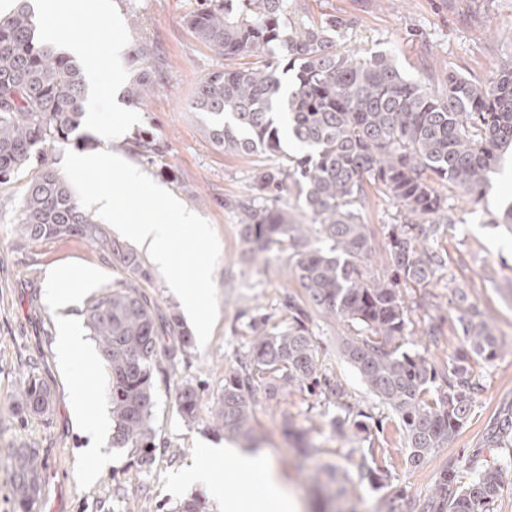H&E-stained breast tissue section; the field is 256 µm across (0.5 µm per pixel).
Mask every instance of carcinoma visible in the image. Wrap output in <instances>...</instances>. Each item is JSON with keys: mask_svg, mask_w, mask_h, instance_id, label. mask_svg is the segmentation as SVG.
Instances as JSON below:
<instances>
[{"mask_svg": "<svg viewBox=\"0 0 512 512\" xmlns=\"http://www.w3.org/2000/svg\"><path fill=\"white\" fill-rule=\"evenodd\" d=\"M188 24L212 52L234 65L209 74L198 85L192 108L210 120L212 143L226 152L281 155L286 165L260 176L261 188L294 191L314 216L302 224L273 205L238 201L244 213L241 236L251 255L287 243L294 250L290 270L305 299L288 297V326L278 332L254 322L249 349L253 369L267 375L264 399L276 401L294 389H309L336 405L331 424L339 435L369 432L372 414L352 410L343 380L319 373L318 346L307 321L309 310L361 327L343 336L339 348L379 404L398 419L408 467L417 469L444 448L466 424L478 384L471 362L491 360L499 347L485 313L469 304L459 317L465 342L436 372L426 356L401 349L408 308L400 283L421 284L434 265L418 243L422 224H445L446 201L434 185L481 198L500 153L512 146V63L484 80L448 73L444 93L403 74L382 51L340 53L333 34L352 20L327 14L294 37L280 25L288 0H239L238 8L203 0ZM152 43L135 45V71L126 89L135 106L146 104L160 82ZM85 80L81 67L45 42L25 0L0 20V184L32 171L22 199L19 230L27 238H78L118 262L126 279L104 288L85 310L86 324L110 369L112 447L132 448L146 465L156 448L150 427L155 406L153 372L192 347L190 331L174 312L161 314L141 291L152 280L142 258L111 237L48 163L46 149L66 145L83 118ZM292 141L290 155L282 143ZM400 206L387 232L394 278L371 272L370 229L361 207L371 188ZM174 336L173 346L165 337ZM252 377L224 379V393L212 409L218 429L256 447L252 425ZM50 393L35 377L22 383L20 406L42 413ZM178 410L196 420L200 395L190 387L177 396ZM360 475L383 485L389 470L368 465ZM509 467H487L467 486L448 469L421 502L391 499L387 512H494ZM11 495L20 512H31L41 493L37 449L18 448L11 463Z\"/></svg>", "mask_w": 512, "mask_h": 512, "instance_id": "1", "label": "carcinoma"}]
</instances>
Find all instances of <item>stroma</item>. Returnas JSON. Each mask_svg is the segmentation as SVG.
<instances>
[{
    "label": "stroma",
    "instance_id": "obj_1",
    "mask_svg": "<svg viewBox=\"0 0 512 512\" xmlns=\"http://www.w3.org/2000/svg\"><path fill=\"white\" fill-rule=\"evenodd\" d=\"M112 4L123 19L128 45L143 38L156 45L162 80L147 106L129 104L122 110L113 109L112 91L103 88L98 123L88 135L94 147L110 146L213 227L221 248L214 272L218 318L205 347H192L153 374L156 405L150 426L156 449L151 464L139 465L131 449L107 445L103 451L109 465L95 482H86L87 438L72 416L71 404L81 394L88 409L109 408L110 375L97 354L71 370L61 369L59 325L65 319L85 328L89 298L121 284L125 275L116 261L102 259L86 242L22 238L17 221L26 181L0 184V512H14L10 455L27 446L38 450L42 477L33 512H178L190 497L202 500L205 512H219L202 491L187 497L170 494L167 480L209 444L224 441L210 410L224 391L225 377L246 364L253 317L266 316V330L280 329L288 323L287 298L304 296L289 271L291 248L253 259L240 235L239 216L228 206L229 201L254 196L258 172L282 167V158L218 150L208 139V118L192 108L201 79L225 64L188 25L201 0ZM326 14L352 21L336 38L338 50L391 52L406 77L438 92L448 71L486 78L512 60V0H288L283 32L294 35ZM116 130L121 133L117 139L112 136ZM141 137L155 138L161 156H141L135 147ZM436 191L448 202L449 221L427 241L440 258L429 282L401 288L409 315L407 338L417 340L433 329L438 342L429 346L427 355L436 367H443L463 341L457 322V292L462 289L491 316L501 344L499 355L491 363L473 365L479 390L463 429L448 447L435 450L424 467L413 470L405 464L395 416L378 403L337 350L349 328L311 312L308 326L323 368L341 377L351 404L369 410L383 427L371 429L366 441L358 436L341 440L330 428L336 408L323 398L297 390L271 404L262 386H255L253 425L259 453L273 460L303 512H386V502L397 495L409 501L428 498L447 468H454L457 481L464 484L485 467L512 462V436L502 443L488 440L500 419L512 417V230L497 221L512 202V152L503 155L490 175L489 191L479 201H467L444 185ZM361 214L375 235L372 271L393 276L385 236L397 215L393 201L370 190ZM51 285L70 292L68 306L61 309L49 302ZM30 374L51 393L46 412L27 413L18 406L21 383ZM187 387L201 394L192 422L181 417L177 405L179 391ZM287 422L307 432V457H300L283 434ZM371 445L377 448V464L390 472L381 487L360 475L361 457ZM327 463L350 479L346 496L329 502L319 492L321 468Z\"/></svg>",
    "mask_w": 512,
    "mask_h": 512
}]
</instances>
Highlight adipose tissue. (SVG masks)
Instances as JSON below:
<instances>
[{"mask_svg":"<svg viewBox=\"0 0 512 512\" xmlns=\"http://www.w3.org/2000/svg\"><path fill=\"white\" fill-rule=\"evenodd\" d=\"M31 6L42 36L62 44L67 52L78 58L84 55L83 45L62 38L54 23L55 16L95 15L111 20V27L104 29L100 36L98 60L88 69L85 124L94 127L100 90L105 86L119 90L126 78L124 57L128 46L121 36L122 21L112 11V0H31ZM228 476L256 483L258 499L245 502L227 497L224 479ZM173 484L183 490L202 487L212 502L221 505L223 512H299L297 500L288 493L272 461L240 453L235 448L204 450L190 467L174 476Z\"/></svg>","mask_w":512,"mask_h":512,"instance_id":"obj_1","label":"adipose tissue"}]
</instances>
